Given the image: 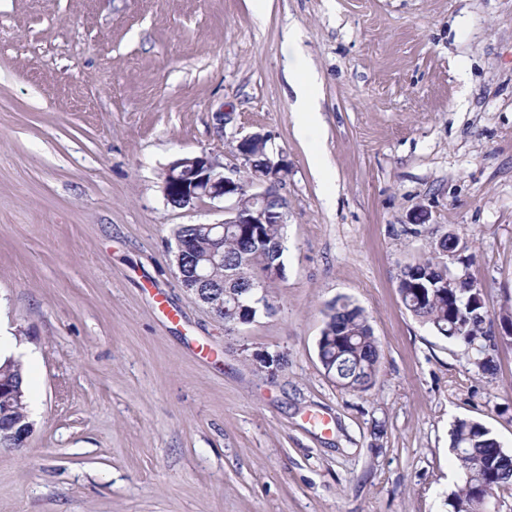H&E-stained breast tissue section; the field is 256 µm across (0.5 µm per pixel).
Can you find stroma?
Instances as JSON below:
<instances>
[{
  "instance_id": "35a3bbf8",
  "label": "stroma",
  "mask_w": 512,
  "mask_h": 512,
  "mask_svg": "<svg viewBox=\"0 0 512 512\" xmlns=\"http://www.w3.org/2000/svg\"><path fill=\"white\" fill-rule=\"evenodd\" d=\"M319 83L304 140L285 42ZM223 123H216V113ZM266 134L288 173L274 305L225 327L176 277L168 164ZM326 157L320 174L313 147ZM455 229L491 318L512 308V0H0V334L38 401L0 447V512H450V430L512 452L496 371L403 305ZM363 309L374 384L340 388L327 306Z\"/></svg>"
}]
</instances>
